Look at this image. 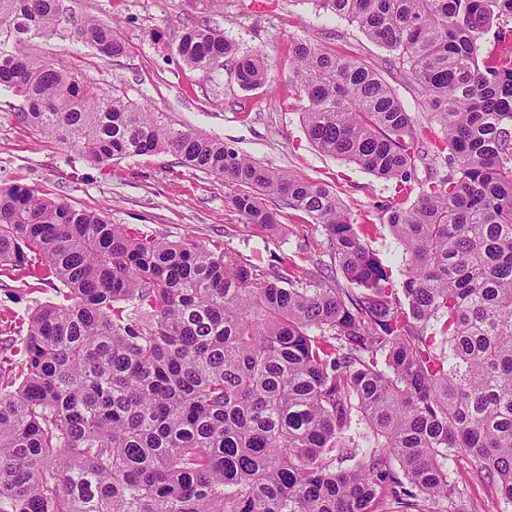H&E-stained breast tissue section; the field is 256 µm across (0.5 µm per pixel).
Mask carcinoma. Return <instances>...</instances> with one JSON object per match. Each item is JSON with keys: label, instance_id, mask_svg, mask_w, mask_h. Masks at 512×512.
Returning <instances> with one entry per match:
<instances>
[{"label": "carcinoma", "instance_id": "obj_1", "mask_svg": "<svg viewBox=\"0 0 512 512\" xmlns=\"http://www.w3.org/2000/svg\"><path fill=\"white\" fill-rule=\"evenodd\" d=\"M315 2L396 53L440 125L431 151L373 69L296 44L310 141L395 182L382 212L399 281L328 185L26 49L71 39L115 58L109 22L0 0V91L42 137L98 164L172 153L234 188L251 228L280 225L276 196L326 236L308 268L251 261L0 189V267L57 282L20 359H0V512H454L464 458L512 505V45H480L512 0ZM176 52L205 76L237 58L244 89L267 79L261 55L204 24ZM440 154L448 173L412 184Z\"/></svg>", "mask_w": 512, "mask_h": 512}]
</instances>
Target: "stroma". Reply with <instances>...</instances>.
<instances>
[{"mask_svg": "<svg viewBox=\"0 0 512 512\" xmlns=\"http://www.w3.org/2000/svg\"><path fill=\"white\" fill-rule=\"evenodd\" d=\"M64 9L112 22L127 51L103 58L69 40H38L34 50L56 55L105 90L119 89L136 104L168 113L181 126L217 136L264 165L292 170L336 191L354 222L375 224L368 247L392 267L404 250L383 220L382 203L393 182L355 164L325 155L308 139L301 106L290 83L293 47L305 38L327 52L358 59L393 89L420 129L431 125V110L409 73L393 54L370 41L356 25L320 9L315 0H60ZM205 22L242 50L263 55L264 86L241 89L232 61L212 77L184 65L170 44L185 26ZM20 101L0 93V187L35 188L78 209L108 213L151 237L190 239L207 247H229L243 257L260 249L264 258L314 250L325 239L320 225L302 213L268 200L281 225L253 232L228 201L230 187L212 175L187 169L169 153H153L98 165L65 146L42 138L17 117ZM56 293L36 269L0 267V358L39 306ZM476 462L458 470L456 512H502L491 484L477 476Z\"/></svg>", "mask_w": 512, "mask_h": 512, "instance_id": "stroma-1", "label": "stroma"}]
</instances>
